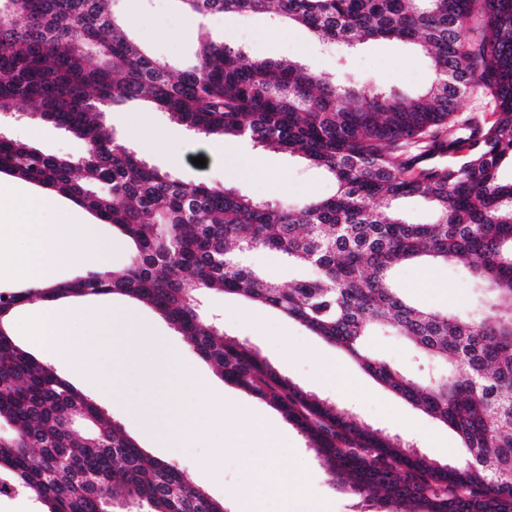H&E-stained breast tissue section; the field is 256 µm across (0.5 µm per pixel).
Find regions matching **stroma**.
<instances>
[{
	"mask_svg": "<svg viewBox=\"0 0 512 512\" xmlns=\"http://www.w3.org/2000/svg\"><path fill=\"white\" fill-rule=\"evenodd\" d=\"M127 29L138 43L147 47L158 59L172 64L184 61L197 47V34L191 29L193 15L183 11L178 0H121ZM213 37L240 47L256 59L296 60L312 68L335 73L336 54L312 42L300 27H272L255 16L214 14L208 18ZM347 71L360 83L381 81L399 91L412 94L431 79L428 57L414 46L399 41H368L358 43L347 56ZM164 138L161 150H144L140 139L142 123ZM105 123L113 128L150 165L171 173L188 185L200 182L226 184L240 192L265 200L284 197L304 199L328 197L336 187L320 169L306 160L272 149L254 145L245 139L204 140L186 127L171 122L162 112L129 103L106 113ZM10 136L33 141L44 153L81 157L86 151L83 141L53 125L24 120L6 126ZM206 159L205 166H195V157ZM402 288L419 303L435 309L462 311L476 301V290L458 268L448 265H403L396 273ZM101 304L116 308L135 307L144 325L154 334L165 337L172 353L168 376L179 375L183 366H191L208 378L213 387L229 398L265 415V434L248 433L242 423L230 420L216 423L212 409L199 398L196 386H182L178 400L196 407L199 422L197 438L187 445L165 446L162 440L147 436L123 412L124 398L142 393V371L127 367L120 393H112L86 377L72 375L65 363H56V370L79 391L92 396L153 457L179 465L189 481L206 489L213 496L232 502L234 491L253 487L251 467L265 463V437H273L283 447L279 466L291 478L300 480L301 494L281 499L278 494L257 491L264 512H377L373 503H366L340 486L329 475L309 449L303 434L280 412L245 391L225 381L211 365L194 355L181 336L152 307L121 296H104ZM205 305L221 315L228 336L247 340L283 374L304 390L322 398L335 400L355 413L363 423L411 440L431 457L443 461L456 460L460 442L448 427L426 416L362 371L337 348L308 333L296 321L270 309L244 305L237 298L211 294ZM322 352L338 364L335 378L324 379L316 373L314 352ZM235 440L234 450H224L225 440Z\"/></svg>",
	"mask_w": 512,
	"mask_h": 512,
	"instance_id": "stroma-1",
	"label": "stroma"
}]
</instances>
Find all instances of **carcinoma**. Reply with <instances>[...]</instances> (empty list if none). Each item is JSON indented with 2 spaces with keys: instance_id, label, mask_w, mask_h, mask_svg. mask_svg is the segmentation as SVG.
I'll use <instances>...</instances> for the list:
<instances>
[{
  "instance_id": "1",
  "label": "carcinoma",
  "mask_w": 512,
  "mask_h": 512,
  "mask_svg": "<svg viewBox=\"0 0 512 512\" xmlns=\"http://www.w3.org/2000/svg\"><path fill=\"white\" fill-rule=\"evenodd\" d=\"M120 0H0V115L23 113L83 139L73 160L0 135V173L50 189L132 244L123 270L91 271L49 288H0V486L46 512H226L118 428L90 396L21 347L14 318L33 301L119 295L149 304L198 356L279 411L332 479L381 512H512V0H177L189 12L264 15L344 53L363 41L423 47L422 92L359 85L309 66L255 59L200 35L177 75L125 31ZM479 88L491 108L458 117ZM140 101L206 138H245L298 154L335 182L334 195L257 200L233 187L188 186L149 165L103 123ZM418 197L415 224L394 202ZM281 255L305 274L284 288L245 256ZM428 259L464 268L473 311L425 308L394 271ZM273 309L339 349L393 394L460 438L446 466L399 435L361 425L305 392L204 317L201 296ZM399 337L423 375L374 353Z\"/></svg>"
}]
</instances>
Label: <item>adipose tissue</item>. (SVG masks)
Listing matches in <instances>:
<instances>
[{
  "label": "adipose tissue",
  "instance_id": "1",
  "mask_svg": "<svg viewBox=\"0 0 512 512\" xmlns=\"http://www.w3.org/2000/svg\"><path fill=\"white\" fill-rule=\"evenodd\" d=\"M43 209L39 195L0 190V278L49 287L59 272L88 259L108 263L111 242L76 209L60 208L51 224L42 221Z\"/></svg>",
  "mask_w": 512,
  "mask_h": 512
}]
</instances>
